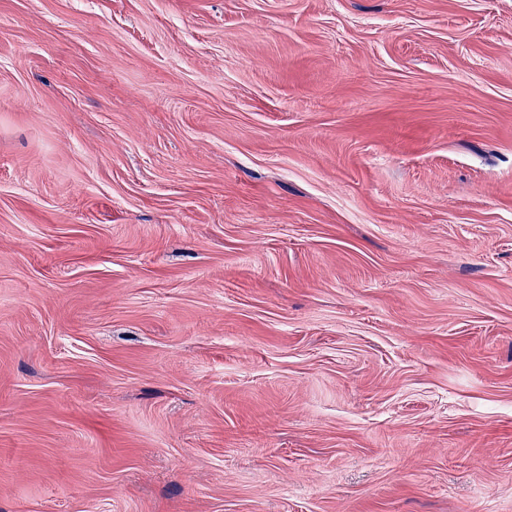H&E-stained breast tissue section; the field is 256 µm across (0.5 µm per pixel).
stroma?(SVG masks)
<instances>
[{"mask_svg":"<svg viewBox=\"0 0 512 512\" xmlns=\"http://www.w3.org/2000/svg\"><path fill=\"white\" fill-rule=\"evenodd\" d=\"M0 512H512V0H0Z\"/></svg>","mask_w":512,"mask_h":512,"instance_id":"1","label":"stroma"}]
</instances>
